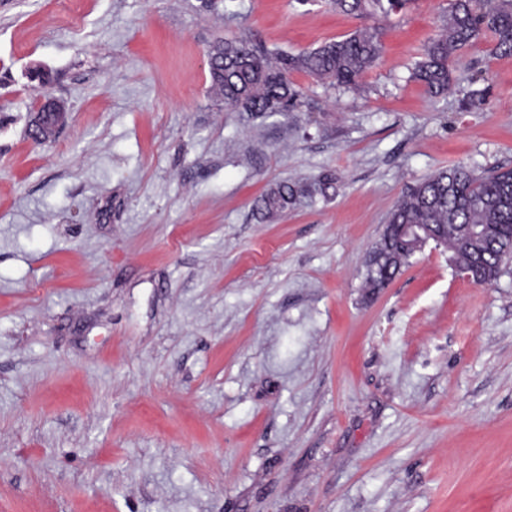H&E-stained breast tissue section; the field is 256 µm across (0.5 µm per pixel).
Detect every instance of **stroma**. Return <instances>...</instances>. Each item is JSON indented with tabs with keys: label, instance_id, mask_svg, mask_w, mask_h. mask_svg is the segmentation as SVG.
I'll use <instances>...</instances> for the list:
<instances>
[{
	"label": "stroma",
	"instance_id": "1",
	"mask_svg": "<svg viewBox=\"0 0 512 512\" xmlns=\"http://www.w3.org/2000/svg\"><path fill=\"white\" fill-rule=\"evenodd\" d=\"M443 5L373 16L357 88L296 72L302 110L251 118L213 98V42L295 54L366 21L0 0V512H512V265L477 285L430 243L365 285L409 185L512 167V56L465 48L442 98L411 76ZM63 106L55 102L54 100H47L37 107L33 123H32V135L34 139L39 142H46L42 136V129L45 125L50 124L55 128L59 126L66 117ZM335 179L326 176L318 186H290L285 183L270 187L260 196L255 208L261 218H270L288 211L300 197L312 198L315 194L326 195L329 188L335 189Z\"/></svg>",
	"mask_w": 512,
	"mask_h": 512
}]
</instances>
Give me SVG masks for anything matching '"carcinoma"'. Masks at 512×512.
I'll return each instance as SVG.
<instances>
[{"label":"carcinoma","instance_id":"cac0c4a2","mask_svg":"<svg viewBox=\"0 0 512 512\" xmlns=\"http://www.w3.org/2000/svg\"><path fill=\"white\" fill-rule=\"evenodd\" d=\"M410 2L330 0V5L355 16H389ZM382 37L380 28L363 26L297 54L268 50L251 37L218 40L209 50L210 87L224 106L239 112H296L304 93L291 73L301 71L332 85L355 88L380 60ZM487 37L494 42V54L512 55V0H448L440 31L415 61L413 77L431 96L447 95L450 63L466 46ZM334 184L328 176L317 186L279 183L260 196L255 208L261 217L270 218L301 197L326 194ZM404 224L435 225L448 242L458 271L471 274L476 283L496 279L512 261V168L477 174L460 165L410 186L390 210L384 233L365 261L368 287H384L409 263L412 254L402 242ZM468 226L484 231V236L461 241Z\"/></svg>","mask_w":512,"mask_h":512}]
</instances>
